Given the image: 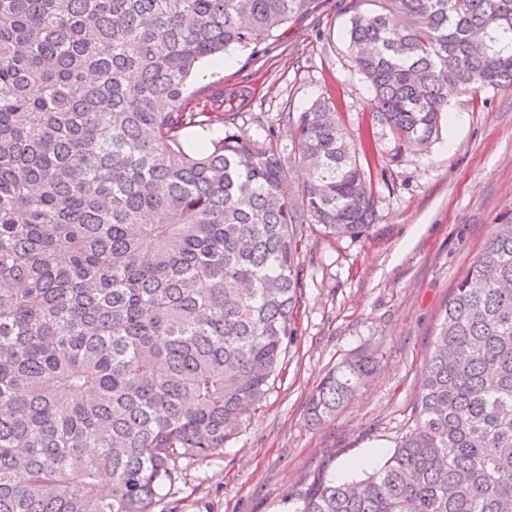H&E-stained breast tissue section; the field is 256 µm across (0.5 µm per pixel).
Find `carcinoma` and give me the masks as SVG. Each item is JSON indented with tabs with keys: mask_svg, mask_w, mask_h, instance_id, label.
I'll return each instance as SVG.
<instances>
[{
	"mask_svg": "<svg viewBox=\"0 0 512 512\" xmlns=\"http://www.w3.org/2000/svg\"><path fill=\"white\" fill-rule=\"evenodd\" d=\"M371 2L346 38L397 151H425L451 99L512 87V0ZM314 3L0 0V512H154L180 462L226 447L265 400L306 225L373 224V148L329 96L292 121L287 154L224 129V93L187 88L202 60ZM371 370H330L310 422ZM285 503L512 512V210L452 290L389 457Z\"/></svg>",
	"mask_w": 512,
	"mask_h": 512,
	"instance_id": "cac0c4a2",
	"label": "carcinoma"
}]
</instances>
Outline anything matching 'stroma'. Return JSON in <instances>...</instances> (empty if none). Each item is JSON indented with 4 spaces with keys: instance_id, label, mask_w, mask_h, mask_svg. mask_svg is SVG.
<instances>
[{
    "instance_id": "obj_1",
    "label": "stroma",
    "mask_w": 512,
    "mask_h": 512,
    "mask_svg": "<svg viewBox=\"0 0 512 512\" xmlns=\"http://www.w3.org/2000/svg\"><path fill=\"white\" fill-rule=\"evenodd\" d=\"M351 0H317L231 63L204 62L191 88L209 85L236 106L225 126L290 145L286 113L335 99L351 140L372 128L371 90L345 36ZM427 152H395L378 135L371 164L376 220L356 237L313 226L299 246L296 335L260 408L223 452L184 464L156 512H282L317 474L353 460L382 465L407 429L433 335L448 298L512 209V87L455 99ZM365 356L375 370L335 418L314 426L307 408L325 374Z\"/></svg>"
}]
</instances>
